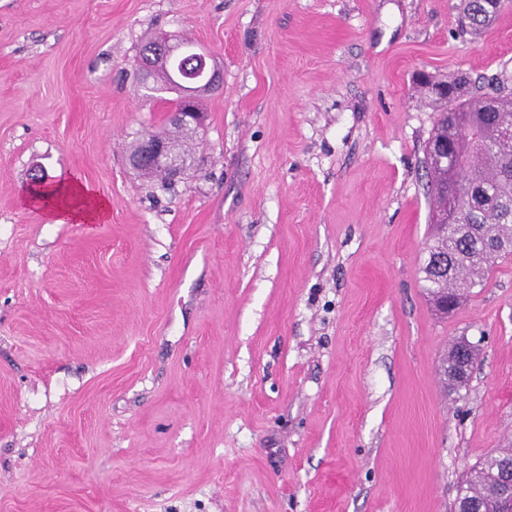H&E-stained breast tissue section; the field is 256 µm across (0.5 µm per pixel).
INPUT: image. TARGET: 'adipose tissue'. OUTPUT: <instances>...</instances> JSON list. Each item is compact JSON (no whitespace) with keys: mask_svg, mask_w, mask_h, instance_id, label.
I'll list each match as a JSON object with an SVG mask.
<instances>
[{"mask_svg":"<svg viewBox=\"0 0 512 512\" xmlns=\"http://www.w3.org/2000/svg\"><path fill=\"white\" fill-rule=\"evenodd\" d=\"M54 199L55 205L46 212L52 224H94L106 221L110 212L108 201L101 199L88 185L74 179L62 180L54 190L32 192L31 202Z\"/></svg>","mask_w":512,"mask_h":512,"instance_id":"1","label":"adipose tissue"}]
</instances>
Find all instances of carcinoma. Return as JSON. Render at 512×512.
<instances>
[{
    "label": "carcinoma",
    "instance_id": "cac0c4a2",
    "mask_svg": "<svg viewBox=\"0 0 512 512\" xmlns=\"http://www.w3.org/2000/svg\"><path fill=\"white\" fill-rule=\"evenodd\" d=\"M492 0H464L465 27L479 34L496 17ZM154 83L160 90H181L171 69L155 72ZM448 94L437 99L448 103L440 112L429 142L452 146L459 155L457 165H437L426 162L434 207L433 244L428 254L435 260L421 266L422 281L432 303L441 299L460 300L461 294L453 284L459 280L456 269H464L468 259H487L491 262L509 254L512 244V141L500 139V127L512 126V90L498 82L494 96L458 93L457 82H449ZM466 112L481 129L484 148L472 151L467 141L468 128L457 122L452 114ZM453 186L456 218L462 220L464 233H448L436 216L448 211V186ZM477 347L464 349L463 341L453 344L440 363L444 380L463 385L468 380L467 368L474 363ZM512 463V448H502L473 466L458 489L456 508L467 512H501L502 489L512 483V473L506 464Z\"/></svg>",
    "mask_w": 512,
    "mask_h": 512
}]
</instances>
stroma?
<instances>
[{
	"instance_id": "stroma-1",
	"label": "stroma",
	"mask_w": 512,
	"mask_h": 512,
	"mask_svg": "<svg viewBox=\"0 0 512 512\" xmlns=\"http://www.w3.org/2000/svg\"><path fill=\"white\" fill-rule=\"evenodd\" d=\"M0 0V512H452L512 442V256L443 315L421 75H512V0ZM223 76L169 185L134 61ZM101 224L24 204L34 172ZM480 351L466 387L440 357ZM463 18L465 27L479 34L492 24L498 7L490 0H464ZM155 52H149L141 56L137 61V72L142 84L154 75V71L161 63H167L175 55L184 52V42L174 39L167 33H159L154 38ZM187 129L180 131H170L169 129L152 136H165L163 138H150L142 142L141 149L135 156H129V165L138 170L145 165H157L169 169L174 177L181 174L184 168V162L175 140L168 138L171 132H183ZM139 172L146 178L152 179L161 177L162 179H171L170 176L165 174L161 169L147 167L140 169ZM56 192H58L56 204L50 210L45 209L48 223L94 224L107 220L110 203L101 199L88 185L75 179H63L56 186L41 188L40 191L33 190L31 197L26 199V203L33 204L43 200L51 202V196ZM48 202L45 205H48Z\"/></svg>"
}]
</instances>
